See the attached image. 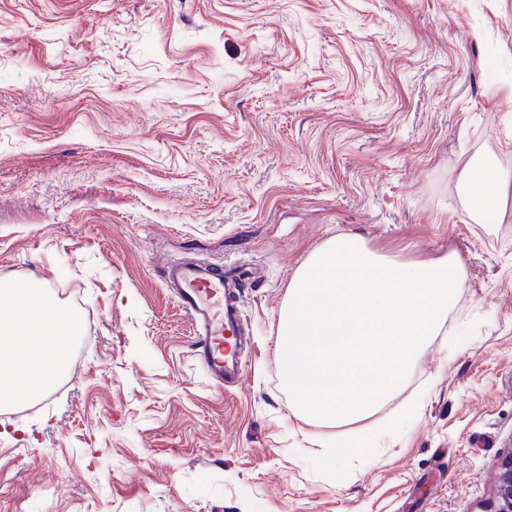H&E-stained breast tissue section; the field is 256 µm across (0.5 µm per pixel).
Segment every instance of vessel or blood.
Returning <instances> with one entry per match:
<instances>
[{
	"mask_svg": "<svg viewBox=\"0 0 512 512\" xmlns=\"http://www.w3.org/2000/svg\"><path fill=\"white\" fill-rule=\"evenodd\" d=\"M164 284L189 317L195 353L209 379L220 388L238 386L247 339L236 271L205 260L172 261Z\"/></svg>",
	"mask_w": 512,
	"mask_h": 512,
	"instance_id": "obj_1",
	"label": "vessel or blood"
}]
</instances>
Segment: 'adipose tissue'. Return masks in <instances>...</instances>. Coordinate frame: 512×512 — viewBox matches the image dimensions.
Masks as SVG:
<instances>
[{"label":"adipose tissue","mask_w":512,"mask_h":512,"mask_svg":"<svg viewBox=\"0 0 512 512\" xmlns=\"http://www.w3.org/2000/svg\"><path fill=\"white\" fill-rule=\"evenodd\" d=\"M465 197L474 212L498 209L508 186L495 169L465 166ZM79 317L26 284L0 289V402L40 398L63 370Z\"/></svg>","instance_id":"obj_1"}]
</instances>
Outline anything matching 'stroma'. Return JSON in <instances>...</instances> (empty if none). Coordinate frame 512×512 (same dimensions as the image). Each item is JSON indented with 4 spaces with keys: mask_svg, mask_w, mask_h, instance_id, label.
<instances>
[{
    "mask_svg": "<svg viewBox=\"0 0 512 512\" xmlns=\"http://www.w3.org/2000/svg\"><path fill=\"white\" fill-rule=\"evenodd\" d=\"M469 163L512 178V0H0V281L82 301L63 392L0 404V512H475L512 448V190L478 218ZM349 233L466 271L394 429L301 414L278 363ZM189 258L256 269L239 388L163 286Z\"/></svg>",
    "mask_w": 512,
    "mask_h": 512,
    "instance_id": "stroma-1",
    "label": "stroma"
}]
</instances>
